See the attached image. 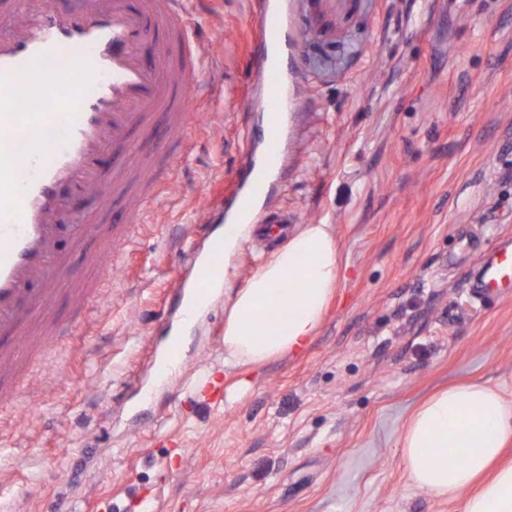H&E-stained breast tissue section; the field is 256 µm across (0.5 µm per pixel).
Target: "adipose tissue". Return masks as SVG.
Returning a JSON list of instances; mask_svg holds the SVG:
<instances>
[{
  "label": "adipose tissue",
  "mask_w": 512,
  "mask_h": 512,
  "mask_svg": "<svg viewBox=\"0 0 512 512\" xmlns=\"http://www.w3.org/2000/svg\"><path fill=\"white\" fill-rule=\"evenodd\" d=\"M224 361L256 365L293 354L318 332L344 279L330 225L306 224L241 288L224 274ZM512 399L484 380L452 383L421 401L400 437L408 482L457 500L460 512H512ZM460 454L452 465L449 454Z\"/></svg>",
  "instance_id": "ef3b65f1"
}]
</instances>
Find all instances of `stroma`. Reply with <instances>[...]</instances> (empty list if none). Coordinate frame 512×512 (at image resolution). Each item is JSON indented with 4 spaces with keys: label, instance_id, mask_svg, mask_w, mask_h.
Segmentation results:
<instances>
[{
    "label": "stroma",
    "instance_id": "obj_1",
    "mask_svg": "<svg viewBox=\"0 0 512 512\" xmlns=\"http://www.w3.org/2000/svg\"><path fill=\"white\" fill-rule=\"evenodd\" d=\"M301 104L276 202L334 229L345 279L301 355L224 363V298L149 365L179 315L172 287L198 223H222L252 118V0H204L196 35L217 92L112 273V300L61 286L50 351L0 339L21 402L0 401V512H458L411 486L397 440L435 389L488 380L512 397V294L474 298L482 255L512 237V0H286ZM58 247L75 277L124 218ZM216 400L193 399L200 374Z\"/></svg>",
    "mask_w": 512,
    "mask_h": 512
}]
</instances>
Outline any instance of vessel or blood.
Segmentation results:
<instances>
[{"instance_id": "b4317fda", "label": "vessel or blood", "mask_w": 512, "mask_h": 512, "mask_svg": "<svg viewBox=\"0 0 512 512\" xmlns=\"http://www.w3.org/2000/svg\"><path fill=\"white\" fill-rule=\"evenodd\" d=\"M189 3L83 0L81 9L64 12L51 0H0V335L27 336L72 280L56 248L62 225L83 241L88 216L104 213L113 200L160 191L191 150L198 102L215 87L184 21ZM151 21L167 31L152 60L144 38ZM250 24L251 77L264 97L262 148L245 153L223 225L207 232L203 253L193 254L191 280L174 287L186 305L191 289L222 277L224 244L239 237L241 225L288 234V213L273 203V177L297 109L287 63L299 36L274 0H257ZM157 112L166 116L168 135L141 151L132 132ZM115 152L121 162L97 165V157ZM470 288L477 298L512 288V238L483 255ZM14 374L10 359L0 356L1 398L20 396Z\"/></svg>"}]
</instances>
